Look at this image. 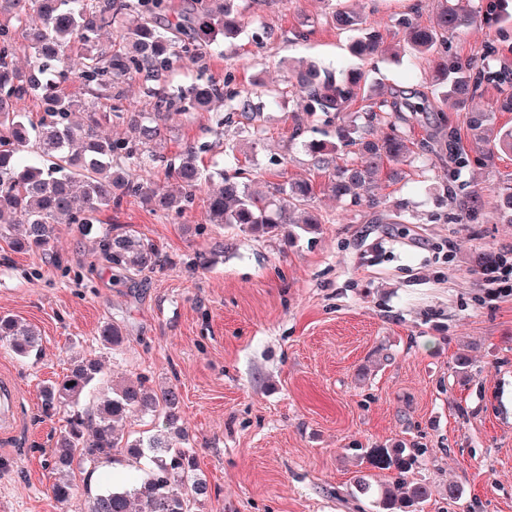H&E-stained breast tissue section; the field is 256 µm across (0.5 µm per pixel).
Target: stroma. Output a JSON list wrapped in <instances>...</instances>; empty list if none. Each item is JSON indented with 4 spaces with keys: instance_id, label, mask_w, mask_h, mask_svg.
Instances as JSON below:
<instances>
[{
    "instance_id": "stroma-1",
    "label": "stroma",
    "mask_w": 512,
    "mask_h": 512,
    "mask_svg": "<svg viewBox=\"0 0 512 512\" xmlns=\"http://www.w3.org/2000/svg\"><path fill=\"white\" fill-rule=\"evenodd\" d=\"M378 21L390 52L350 56V35L332 23L330 0H239L238 9L268 32L208 47L195 65L171 72L175 86L197 78L256 88L260 138L225 127L210 112H173L160 150L176 156L185 142L211 144L206 171L255 169L279 162L284 180L312 179L314 232L259 237L235 229L200 232L210 191L203 184L177 219L142 199L105 208L93 233L68 225L46 251L19 252L0 235V314L33 327L42 354L19 360L0 347V387L10 386L16 420L0 429V512H81L88 495L125 464L73 470L74 495L60 508L44 460L64 425L44 416L41 391L62 378L74 352L98 356L105 375L145 376L151 387L177 385L209 495L201 512H377L355 498L361 476L391 481L363 450L412 444L425 448L409 480L437 490L423 512H512V288L488 285L478 262L512 250V224L493 202L512 184V155L465 171L489 204L478 223L446 219L443 172L425 158L402 165L396 184L380 181L379 208L355 207L323 191L300 141L289 138L288 62L303 58L329 70L362 69L369 88L386 93L404 81L429 91L431 67L412 59L402 16L430 23L438 0H344ZM483 84L460 109L417 114L415 141L439 147L449 126L471 146L469 112L496 97ZM233 140L236 156L224 152ZM134 230L151 239L164 268L112 271L98 233ZM223 242L215 250L214 242ZM208 253L210 265L192 268ZM119 324L125 342L104 347L100 330ZM469 360L460 369L458 358ZM462 490L448 500L450 485Z\"/></svg>"
}]
</instances>
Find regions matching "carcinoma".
I'll return each instance as SVG.
<instances>
[{
    "label": "carcinoma",
    "instance_id": "obj_1",
    "mask_svg": "<svg viewBox=\"0 0 512 512\" xmlns=\"http://www.w3.org/2000/svg\"><path fill=\"white\" fill-rule=\"evenodd\" d=\"M237 0H182L173 10L169 0H0V217L9 216L15 225L12 248L45 251L56 238V225L71 224L80 231L91 230L97 215L119 205L125 196L140 197L152 210L166 217H178L193 205L206 180L199 167L200 154L210 149L206 142L184 146L173 158L152 150L167 131V111L207 112L216 100L228 103L249 125L261 117L254 104L257 91L231 87L233 78L206 80L171 96L160 85L176 66L193 63L208 46L237 38L248 20L236 6ZM488 0L484 12H474L462 0H442V8L429 25L406 15L400 24L408 30L410 49L431 64L439 102L452 99L463 105L473 98L481 81L496 86L498 95L470 117L469 126L476 150L487 160L497 152L512 153V130L491 139L487 135L497 114L512 112V70L479 69L472 56H458L445 50V35L467 37L512 21V14ZM336 29L354 32L355 55L377 57L385 52L380 32L344 7L332 15ZM112 29L114 49L98 45L99 32ZM22 32L23 51L28 53L27 69L13 67L17 32ZM81 46L78 71L71 68L70 54ZM76 74L91 95L108 86L139 77L145 96L154 100L152 112H129L113 106L117 120L127 124V137H104L97 131L95 101L66 98L60 85ZM292 86L301 111L322 116L331 128L329 140L304 142L312 166L328 174L326 189L338 199L371 209L380 206L375 194V176L386 172L392 182L400 180L396 165L410 152L406 112H423L426 104L409 98L401 102L377 99L362 85L360 73L321 69L309 63L294 71ZM35 96L43 116L30 120L17 108L19 101ZM373 99L361 115L362 122L340 120L341 114L359 97ZM86 121L75 120L77 113ZM362 155L359 164L348 159V148ZM443 176L450 184L458 181L471 159L458 133L448 136L435 151ZM142 159L160 162L168 178L180 187L175 195L151 182L132 177L122 162ZM220 189L206 200L204 223L222 228L234 226L255 236H279L288 225L320 224L322 217L308 210L314 185L307 181L274 183L261 173L237 167L231 173L218 172ZM450 198L448 221L468 224L486 205L482 193L462 194L447 188ZM100 249L112 268H163L165 259L154 243L132 233H104ZM102 345L117 349L124 342L122 328L107 324L101 330ZM0 343L18 358L41 352V338L17 319L0 315ZM104 383L102 366L91 357H74L68 372L44 387L41 407L52 417L64 414L65 425L51 449L47 466L66 474L75 464L121 463L137 466L133 480L114 479L89 499L86 512H199L208 494L206 480L198 474L193 449L186 446L188 432L180 409L178 387L159 390L139 378L120 384H106L107 393L91 405L85 403L90 390ZM130 414L157 422L149 435L130 438L117 423ZM423 451L413 447L379 448L366 453L370 464L394 469L392 484L375 486L362 476L356 491L376 497L379 512H421L433 495L431 485H406V474ZM54 500L63 505L73 494V484L64 477L50 486Z\"/></svg>",
    "mask_w": 512,
    "mask_h": 512
}]
</instances>
